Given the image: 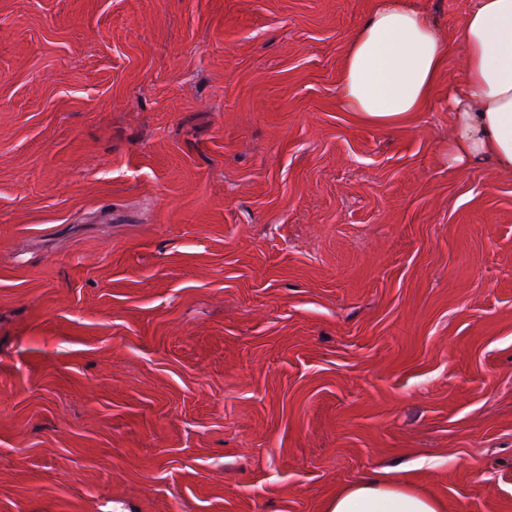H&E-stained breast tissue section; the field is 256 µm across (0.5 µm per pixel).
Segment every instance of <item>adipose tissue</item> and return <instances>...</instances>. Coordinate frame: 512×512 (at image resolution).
Wrapping results in <instances>:
<instances>
[{
  "label": "adipose tissue",
  "mask_w": 512,
  "mask_h": 512,
  "mask_svg": "<svg viewBox=\"0 0 512 512\" xmlns=\"http://www.w3.org/2000/svg\"><path fill=\"white\" fill-rule=\"evenodd\" d=\"M465 80L448 89L456 116L451 162L493 159L512 170V0H474L464 28ZM448 61V43L410 0H378L347 41L341 103L360 121H407L433 102ZM326 512H439L437 503L400 480L376 478L348 486Z\"/></svg>",
  "instance_id": "adipose-tissue-1"
}]
</instances>
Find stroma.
Returning <instances> with one entry per match:
<instances>
[{
  "label": "stroma",
  "mask_w": 512,
  "mask_h": 512,
  "mask_svg": "<svg viewBox=\"0 0 512 512\" xmlns=\"http://www.w3.org/2000/svg\"><path fill=\"white\" fill-rule=\"evenodd\" d=\"M375 0H0V512H512V173L340 103ZM326 512H439L437 503L408 489L400 480L376 478L348 486Z\"/></svg>",
  "instance_id": "obj_1"
}]
</instances>
